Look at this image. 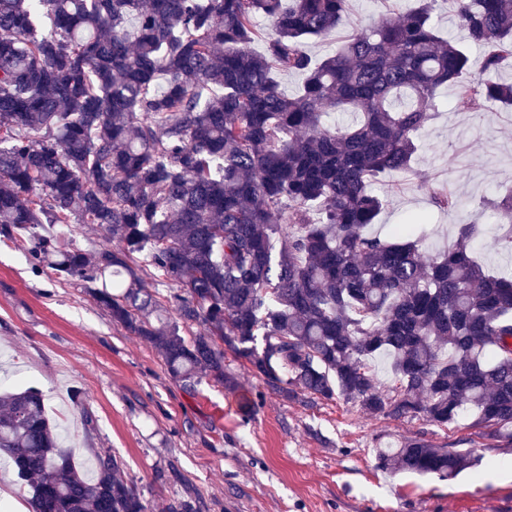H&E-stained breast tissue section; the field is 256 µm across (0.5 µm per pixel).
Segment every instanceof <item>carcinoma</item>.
Wrapping results in <instances>:
<instances>
[{"instance_id": "cac0c4a2", "label": "carcinoma", "mask_w": 512, "mask_h": 512, "mask_svg": "<svg viewBox=\"0 0 512 512\" xmlns=\"http://www.w3.org/2000/svg\"><path fill=\"white\" fill-rule=\"evenodd\" d=\"M452 2L483 71L512 57V0ZM437 3L315 60L304 41L332 33L348 0H0V224L87 283L178 382L233 386L227 349L286 398L440 428L468 414L511 445L512 278L475 260L482 224L462 219L428 262L422 217L369 231L383 209L373 187L410 169L441 88L457 86L460 110L512 106V84L466 78ZM258 16L270 22L262 54ZM290 73L303 77L294 97L277 79ZM330 110L354 119L331 125ZM435 203L453 212L458 198L443 188ZM494 206L511 225L494 246L512 252V195ZM46 224H95L106 241L87 253L40 234ZM160 283L178 292L165 299ZM1 457L32 512H149L111 451L91 449V472L72 462L36 388L0 395ZM376 458L442 478L471 465L416 440Z\"/></svg>"}]
</instances>
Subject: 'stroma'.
<instances>
[{"label": "stroma", "instance_id": "35a3bbf8", "mask_svg": "<svg viewBox=\"0 0 512 512\" xmlns=\"http://www.w3.org/2000/svg\"><path fill=\"white\" fill-rule=\"evenodd\" d=\"M415 0H349L343 23L328 37L306 40L316 59L336 51L356 30L414 6ZM422 129L411 171L378 186L385 206L373 227L426 216L427 254L452 247L460 219L479 216L478 258L512 273V253L490 248L502 231L484 201L512 189V108L496 103L464 112L455 89L439 93ZM451 188L449 213L433 193ZM20 233L0 228V393L42 389L47 406L64 409L57 427L86 466L88 451L105 448L123 462L153 512L192 495L202 512H512V446L483 437L463 416L451 429L392 420L359 403L309 396L284 399L249 364L226 354L235 378L227 388L210 378L194 387L175 382L158 352L112 321L84 282L63 281L30 254ZM82 400L95 418L83 425ZM420 440L477 458L453 478L378 468L375 448Z\"/></svg>", "mask_w": 512, "mask_h": 512}]
</instances>
